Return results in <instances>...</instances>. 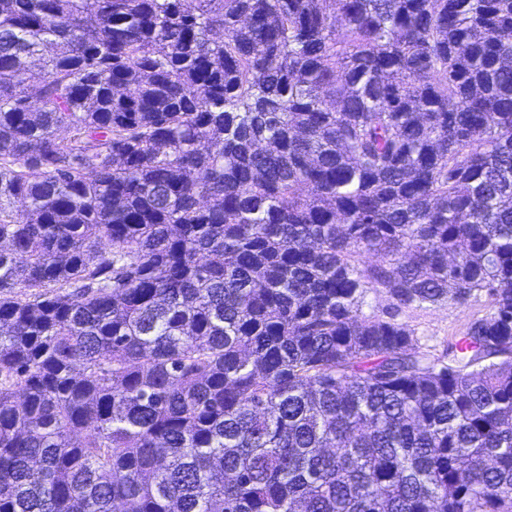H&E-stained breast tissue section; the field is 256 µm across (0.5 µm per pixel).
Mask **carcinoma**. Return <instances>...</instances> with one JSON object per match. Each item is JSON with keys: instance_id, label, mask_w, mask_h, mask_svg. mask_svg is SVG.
Returning <instances> with one entry per match:
<instances>
[{"instance_id": "1", "label": "carcinoma", "mask_w": 512, "mask_h": 512, "mask_svg": "<svg viewBox=\"0 0 512 512\" xmlns=\"http://www.w3.org/2000/svg\"><path fill=\"white\" fill-rule=\"evenodd\" d=\"M120 506L512 512V0H0V512ZM395 304L396 301L385 291L369 289L357 315H379L385 318L389 314L394 315L397 322L412 332L421 349L435 357L445 353L448 344L463 336L473 320L487 315L491 309L485 292L462 305L445 301L435 305L397 309Z\"/></svg>"}]
</instances>
